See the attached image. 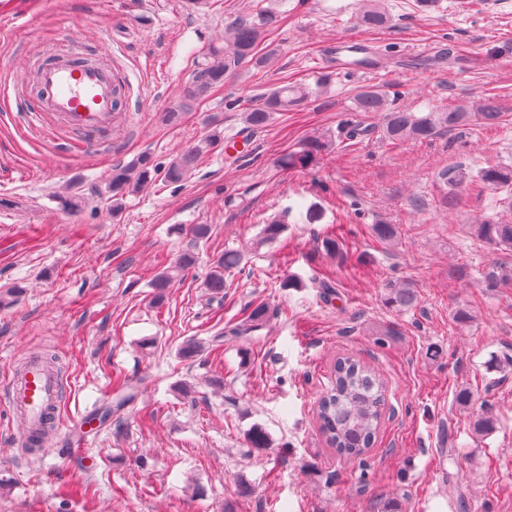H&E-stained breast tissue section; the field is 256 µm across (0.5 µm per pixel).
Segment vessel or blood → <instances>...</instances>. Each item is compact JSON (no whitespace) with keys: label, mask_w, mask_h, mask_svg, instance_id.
I'll use <instances>...</instances> for the list:
<instances>
[{"label":"vessel or blood","mask_w":512,"mask_h":512,"mask_svg":"<svg viewBox=\"0 0 512 512\" xmlns=\"http://www.w3.org/2000/svg\"><path fill=\"white\" fill-rule=\"evenodd\" d=\"M87 47L73 41L60 51L59 60L42 66L39 94L24 100L26 112L36 120L53 113L80 137V144L98 148V135L111 130L115 110V79L110 68L83 62ZM61 382L46 375L37 358H30L23 378L9 379L6 400L9 406L25 408L33 424H40L44 409L57 400Z\"/></svg>","instance_id":"b4317fda"}]
</instances>
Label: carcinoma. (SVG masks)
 <instances>
[{"instance_id":"1","label":"carcinoma","mask_w":512,"mask_h":512,"mask_svg":"<svg viewBox=\"0 0 512 512\" xmlns=\"http://www.w3.org/2000/svg\"><path fill=\"white\" fill-rule=\"evenodd\" d=\"M361 22L371 27H383L389 23L386 10L377 0H366L359 13ZM283 20L281 13L271 7L257 3L250 17L232 22L224 31V45L210 47L204 60L194 69L191 79L182 85L178 93V110L168 113L176 118L177 112L190 111L208 99L213 92L224 87V82L235 71L246 64L264 69L272 63L276 49L261 46L262 40ZM333 77L321 75L315 87L304 84L279 83L270 87L261 97V102L243 109L242 120L246 131L251 133L265 127L276 112H289L300 106L313 94L327 90ZM388 86H366L355 97L354 111L380 112L382 133L385 139L395 143L408 140H430L442 131L456 129L480 122L495 125L502 118L499 102L494 97H485L473 105L462 103L454 108L412 112L396 104ZM222 145L224 154L236 151V141L221 138L214 133L196 143L185 145L168 165L162 167L149 154H142L125 165L112 167V177L105 189L91 188L90 195H59V205L74 212L81 211L91 197L107 194L112 202V213H119L127 196L141 190L160 178L169 184L188 181L197 168L201 156ZM329 141L323 136L306 140L301 149L281 158L286 168L306 169L315 165ZM436 182L446 203L451 204L459 193L470 186L487 188L495 192L493 207L512 211V165H495L473 169L464 163L444 167L437 172ZM473 234L486 240L500 250L512 251V223L487 217L472 225ZM376 238L388 245L398 240L397 228L392 224L378 223L373 226ZM195 261L187 253L179 257L168 269L155 277L153 288L156 300L169 287L174 275L186 270ZM241 255L226 251L213 264L207 288L213 295L224 294V274L237 268ZM512 281V269L497 265L484 273V282L490 288L507 286ZM386 302L398 310H409L417 305V294L412 284L396 282L389 285ZM270 319L269 307L259 304L249 313L246 321L232 333L250 334L263 329ZM386 405V385L368 365L351 358L340 357L334 365V383L317 402L316 416L320 430L331 447L342 456L359 458L373 445L380 427ZM495 429V418L489 409L477 414L473 420L475 433L489 434ZM247 442L255 449L267 448L271 444L268 433L261 427H253L247 434Z\"/></svg>"}]
</instances>
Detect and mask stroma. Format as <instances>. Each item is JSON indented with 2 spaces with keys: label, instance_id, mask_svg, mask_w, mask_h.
I'll return each mask as SVG.
<instances>
[{
  "label": "stroma",
  "instance_id": "stroma-1",
  "mask_svg": "<svg viewBox=\"0 0 512 512\" xmlns=\"http://www.w3.org/2000/svg\"><path fill=\"white\" fill-rule=\"evenodd\" d=\"M255 2L0 0V290H23L0 309V386L47 350L64 378L47 452L17 448L23 428L0 402V512H459L462 497L470 512H512V369L493 387L486 370L492 354L512 350V286L483 279L512 254L472 233L488 193L465 191L450 207L436 185L447 165H512V0H433L424 10L383 0V29L358 23L361 0H285L288 17L267 38L273 66H243L169 122L197 62ZM345 33L376 47L379 70L339 73L327 93L275 113L247 156L214 149L189 181L149 184L117 214L103 197L59 210L55 195L105 186L114 165L139 154L166 163L213 131L234 136L235 102L284 81L313 83L322 50ZM70 37L110 49L124 83L122 123L96 152L14 117L15 90L33 93L37 71ZM448 46L456 62L432 64ZM376 84L403 91L414 112L493 95L503 118L392 144L370 112L374 132L346 140L356 94ZM322 133L333 146L314 167L278 165ZM313 204L323 218L309 224ZM274 217L285 232L259 244ZM379 222L396 225V247L374 236ZM196 224L208 225L206 239L191 235ZM227 250L242 262L218 301L204 281ZM187 251L194 265L156 301L153 279ZM291 277L296 286L285 287ZM399 281L418 292L413 310L386 302ZM261 303L273 313L267 326L232 335ZM460 308L471 321L456 320ZM190 338L202 351L185 361L178 350ZM344 355L382 374L397 410L359 459L339 456L314 414ZM126 380L140 393L120 427L101 425L84 455H70L68 428ZM464 387L475 395L468 409L455 403ZM485 406L496 427L478 435L473 415ZM255 425L270 447H248Z\"/></svg>",
  "mask_w": 512,
  "mask_h": 512
}]
</instances>
